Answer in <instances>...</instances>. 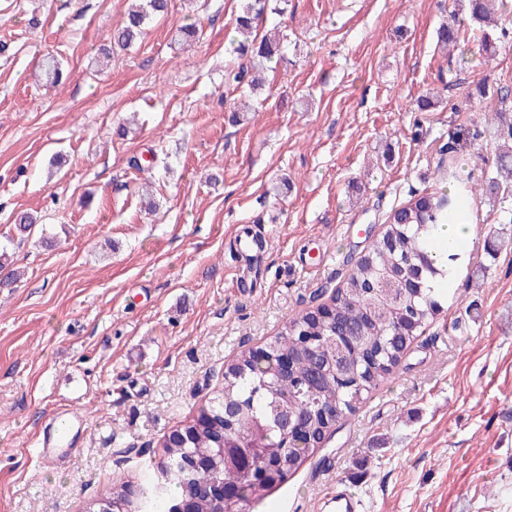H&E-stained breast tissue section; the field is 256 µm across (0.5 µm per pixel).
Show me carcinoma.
<instances>
[{
	"label": "carcinoma",
	"instance_id": "cac0c4a2",
	"mask_svg": "<svg viewBox=\"0 0 512 512\" xmlns=\"http://www.w3.org/2000/svg\"><path fill=\"white\" fill-rule=\"evenodd\" d=\"M266 6L267 0H242L234 18L241 36L234 53L248 64L232 80L252 91L261 87V66L283 56L285 35L279 27L257 33L255 23ZM511 9L512 0H468L470 19L486 29L496 27L497 15ZM167 13L168 0H133L112 40L129 46L152 18ZM438 41L447 48L456 45L459 28L440 27ZM42 79L52 86L61 82L55 57L46 58ZM493 138L498 162L486 181L491 193L512 184V122H501ZM449 177L453 188L413 195L390 213L364 252L347 260L350 270L330 293L326 316L311 310L296 315L271 343V356L259 361L243 351L227 366L222 394L199 409L204 422L192 418L180 427L188 442L162 443V462L191 456L200 461L199 468L161 492L148 478L135 495L123 483H108L86 510L106 503L122 512H176L184 502L191 512H243L296 471L324 435L398 366L448 296L460 253L447 254L442 263L433 253L441 245L439 230L464 219L465 197L473 192L470 177L457 171ZM281 353L291 360L286 374L277 366ZM280 410L301 414L303 435L285 436L275 423ZM215 482L224 484L223 503L203 493Z\"/></svg>",
	"mask_w": 512,
	"mask_h": 512
}]
</instances>
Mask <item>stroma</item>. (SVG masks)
Instances as JSON below:
<instances>
[{
  "label": "stroma",
  "mask_w": 512,
  "mask_h": 512,
  "mask_svg": "<svg viewBox=\"0 0 512 512\" xmlns=\"http://www.w3.org/2000/svg\"><path fill=\"white\" fill-rule=\"evenodd\" d=\"M130 2L0 0V512H84L105 484H142L226 365L335 288L437 168L494 173L490 138L451 156L450 135L512 119V17L484 45L464 0H288L259 20L287 42L249 112L226 80L240 0H170L103 59ZM452 16L464 62L436 44ZM186 22L199 41H175ZM50 55L55 87L38 78ZM479 81L506 103L467 98ZM429 90L438 105L417 111ZM505 206L467 196L477 233L447 303L246 512H324L339 482L364 512H512V249L487 252L512 237ZM64 413L83 428L42 454Z\"/></svg>",
  "instance_id": "1"
}]
</instances>
